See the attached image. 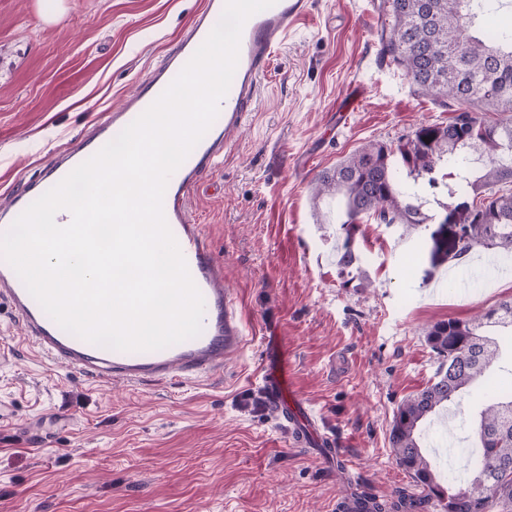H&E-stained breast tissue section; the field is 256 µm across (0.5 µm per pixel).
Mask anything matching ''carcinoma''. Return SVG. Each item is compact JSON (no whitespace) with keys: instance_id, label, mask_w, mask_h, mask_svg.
Listing matches in <instances>:
<instances>
[{"instance_id":"1","label":"carcinoma","mask_w":512,"mask_h":512,"mask_svg":"<svg viewBox=\"0 0 512 512\" xmlns=\"http://www.w3.org/2000/svg\"><path fill=\"white\" fill-rule=\"evenodd\" d=\"M391 26L381 57L402 67L417 90L446 107V123L421 125L396 147L369 142L316 179L314 194L344 201L340 266L355 262L356 224H425L434 202L451 210L457 231L432 233L431 259L461 257L476 247L512 253V27L480 33L494 0H386ZM495 119L488 120L486 115ZM512 328V299L469 320L431 325L425 340L439 366L431 384L403 401L390 429L399 466L416 491L396 489L374 512H512V396L487 388L502 348L485 328ZM468 398L477 408L478 456L458 482H441L423 450L424 424Z\"/></svg>"}]
</instances>
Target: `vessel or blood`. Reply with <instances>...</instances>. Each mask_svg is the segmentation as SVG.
<instances>
[{"label": "vessel or blood", "instance_id": "obj_1", "mask_svg": "<svg viewBox=\"0 0 512 512\" xmlns=\"http://www.w3.org/2000/svg\"><path fill=\"white\" fill-rule=\"evenodd\" d=\"M224 7L225 0H206L193 28L152 70L136 93L97 126L92 142L57 158L41 179L30 182L0 206L1 233L35 200L112 141L162 94L217 25ZM310 10L311 0H276L273 6L246 21L237 67L219 105L224 121L203 136L168 179L163 212L204 300L201 334L156 351L125 352L91 344L63 330L30 295L12 267L1 262L0 300H7L21 321L23 345L53 365L80 373L92 382L112 380L137 385L195 380L223 368L225 359L240 346L243 322L235 298L224 286V266L216 259L212 242L202 226L192 219L190 199L206 170L227 151L232 135L245 127L260 79L274 52ZM262 354V378L268 401L278 418L288 423L295 444L337 460L333 438L319 431L316 412L306 406L294 387L288 352L275 327L266 329Z\"/></svg>", "mask_w": 512, "mask_h": 512}]
</instances>
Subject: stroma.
I'll return each mask as SVG.
<instances>
[{"mask_svg":"<svg viewBox=\"0 0 512 512\" xmlns=\"http://www.w3.org/2000/svg\"><path fill=\"white\" fill-rule=\"evenodd\" d=\"M383 0H312L260 80L248 125L202 177L191 212L224 265L245 336L223 371L130 387L48 367L17 346L0 301V512H337L344 495L410 486L389 429L438 367L430 325L512 296V257L490 279L473 255L432 263L445 216L361 220L355 278L336 252L320 172L369 141L397 145L448 121L379 56ZM203 0H0V201L37 179L120 106L191 30ZM277 326L294 382L344 454L293 444L261 379Z\"/></svg>","mask_w":512,"mask_h":512,"instance_id":"35a3bbf8","label":"stroma"}]
</instances>
